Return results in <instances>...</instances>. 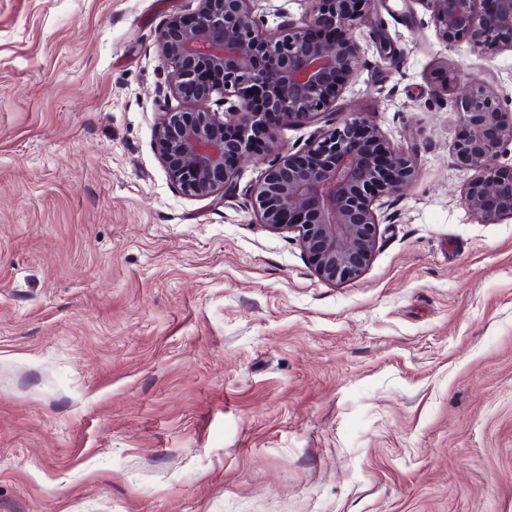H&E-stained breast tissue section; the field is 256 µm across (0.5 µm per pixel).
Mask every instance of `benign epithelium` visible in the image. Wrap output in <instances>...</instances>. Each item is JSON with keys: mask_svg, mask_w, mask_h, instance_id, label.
Masks as SVG:
<instances>
[{"mask_svg": "<svg viewBox=\"0 0 512 512\" xmlns=\"http://www.w3.org/2000/svg\"><path fill=\"white\" fill-rule=\"evenodd\" d=\"M196 2L192 12L171 16L158 41L173 96L185 103L165 112L155 129L170 180L195 198L231 194L240 163L261 137L276 159L247 189L259 222L295 234L324 281L359 277L374 253L378 211L413 182V160L357 112L319 129L294 154H279L277 132L322 123L336 111L360 65L359 32L373 0H301L300 17L274 30L263 28L256 0ZM420 2L442 42L512 52V0ZM265 111L278 115L277 126L264 122ZM454 112L465 134L451 156L471 173L464 206L482 224L512 219V173L499 165L512 145V115L480 82L456 95Z\"/></svg>", "mask_w": 512, "mask_h": 512, "instance_id": "1", "label": "benign epithelium"}]
</instances>
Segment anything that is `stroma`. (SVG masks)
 Returning <instances> with one entry per match:
<instances>
[{"label":"stroma","mask_w":512,"mask_h":512,"mask_svg":"<svg viewBox=\"0 0 512 512\" xmlns=\"http://www.w3.org/2000/svg\"><path fill=\"white\" fill-rule=\"evenodd\" d=\"M193 0H0V512H512V219L465 208L452 78L512 53L374 0L338 105L414 160L360 277L174 186L157 39ZM389 50H381V42Z\"/></svg>","instance_id":"obj_1"}]
</instances>
